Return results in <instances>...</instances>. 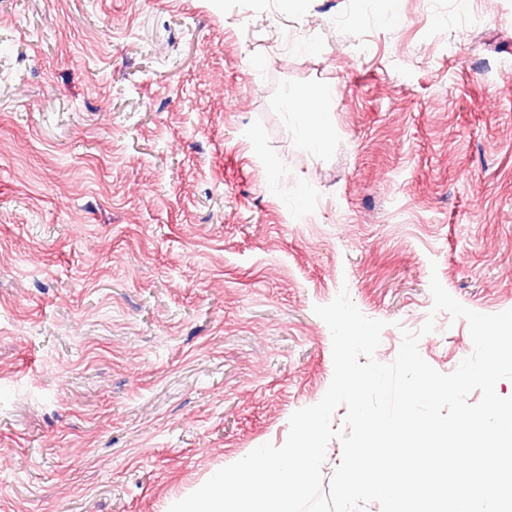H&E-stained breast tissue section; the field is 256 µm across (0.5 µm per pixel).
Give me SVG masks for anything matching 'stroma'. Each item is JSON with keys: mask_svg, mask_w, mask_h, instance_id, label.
<instances>
[{"mask_svg": "<svg viewBox=\"0 0 512 512\" xmlns=\"http://www.w3.org/2000/svg\"><path fill=\"white\" fill-rule=\"evenodd\" d=\"M434 274L512 309V0H0V512H169L282 446L343 288L453 372ZM330 89L327 87H320L316 89L308 98V104L301 108L289 107V111L293 112H309L306 129L313 131V140L319 145L326 138V128L320 117H317L319 112H323L322 107L330 96Z\"/></svg>", "mask_w": 512, "mask_h": 512, "instance_id": "1", "label": "stroma"}]
</instances>
